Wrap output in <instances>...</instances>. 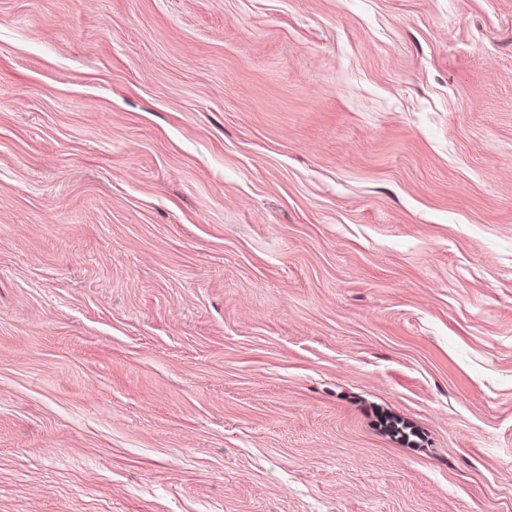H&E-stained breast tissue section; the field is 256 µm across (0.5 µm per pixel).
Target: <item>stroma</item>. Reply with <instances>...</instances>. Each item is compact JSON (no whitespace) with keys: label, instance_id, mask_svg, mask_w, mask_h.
Masks as SVG:
<instances>
[{"label":"stroma","instance_id":"stroma-1","mask_svg":"<svg viewBox=\"0 0 512 512\" xmlns=\"http://www.w3.org/2000/svg\"><path fill=\"white\" fill-rule=\"evenodd\" d=\"M0 512H512V0H0Z\"/></svg>","mask_w":512,"mask_h":512}]
</instances>
